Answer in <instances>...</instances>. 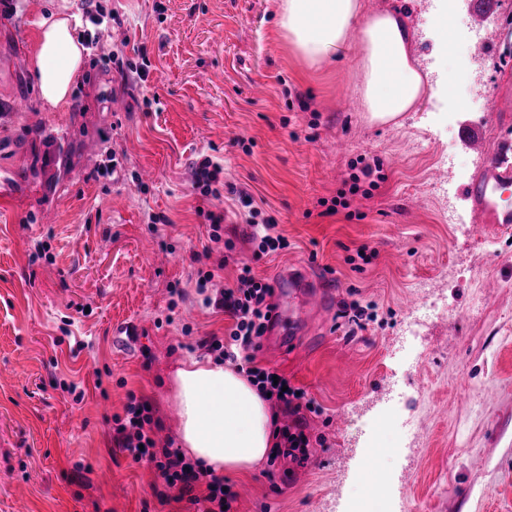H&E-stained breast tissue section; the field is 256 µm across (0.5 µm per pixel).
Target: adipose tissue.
<instances>
[{
  "mask_svg": "<svg viewBox=\"0 0 512 512\" xmlns=\"http://www.w3.org/2000/svg\"><path fill=\"white\" fill-rule=\"evenodd\" d=\"M271 6L282 36L308 64L336 57L359 36L362 100L371 120L384 123L412 111L426 91L427 77L414 64L400 17L362 18V0H271ZM39 26L30 70L40 96L55 108L68 100L84 65V37L74 16L60 12L42 16ZM173 386L182 448L201 472H238L271 456L273 418L249 378L214 360L191 359L175 371Z\"/></svg>",
  "mask_w": 512,
  "mask_h": 512,
  "instance_id": "adipose-tissue-1",
  "label": "adipose tissue"
}]
</instances>
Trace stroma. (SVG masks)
Segmentation results:
<instances>
[{"label": "stroma", "mask_w": 512, "mask_h": 512, "mask_svg": "<svg viewBox=\"0 0 512 512\" xmlns=\"http://www.w3.org/2000/svg\"><path fill=\"white\" fill-rule=\"evenodd\" d=\"M95 2L119 18L101 43L133 66L106 73L87 57L51 112L29 71L38 22L62 8L85 19V0H0V180L13 185L0 195V512H187L160 503L168 487L119 448L114 419L136 397L158 446H178L172 375L231 325L195 281L233 283L243 263L271 281L299 269L336 301L284 321L296 349L256 353L322 411L305 415L306 460L225 473L233 512H351L375 487L381 512H512V224L478 223L464 192L488 158L461 125L494 136L502 124L498 62L469 33L470 0L452 10L446 56L439 0H363L366 15L402 18L433 85L395 125L352 107L359 39L307 66L268 0ZM446 68L468 93L441 92ZM205 156L221 167L225 192L207 206L224 215L229 255L192 189ZM373 161L380 181L349 194ZM112 162L122 178L103 175ZM239 191L287 249L254 257ZM342 191L347 207L324 214ZM355 300L375 305L362 330ZM122 321L134 342L112 335Z\"/></svg>", "instance_id": "35a3bbf8"}]
</instances>
